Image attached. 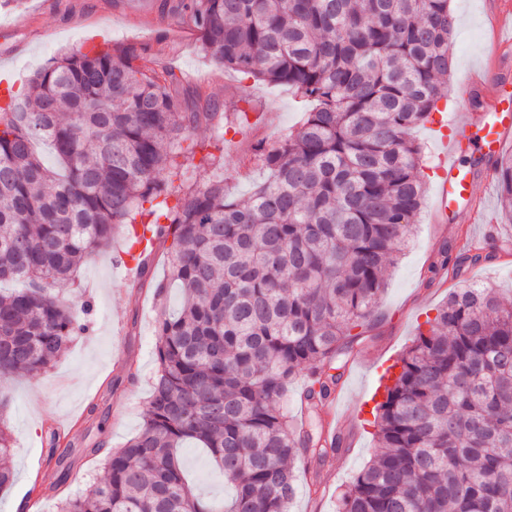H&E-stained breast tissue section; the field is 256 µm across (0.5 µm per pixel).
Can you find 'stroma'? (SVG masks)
I'll use <instances>...</instances> for the list:
<instances>
[{"label": "stroma", "mask_w": 512, "mask_h": 512, "mask_svg": "<svg viewBox=\"0 0 512 512\" xmlns=\"http://www.w3.org/2000/svg\"><path fill=\"white\" fill-rule=\"evenodd\" d=\"M49 10L37 0H25L14 8L0 0V37L22 43V50L0 57V73L6 80L24 85L35 71L63 51L86 50L89 45L125 48L145 68L174 66L192 84L212 95L221 120L192 129L197 157L215 156L224 170V188L241 198L266 173L254 164L251 147L257 141L274 142L296 129L306 104L284 86H270L225 70L200 49L194 31H182V19L160 14L159 0H148L149 14L129 11L130 0H52ZM490 0H453L457 17L452 39L456 66L452 79L488 68L486 47L496 37L489 15ZM246 112L242 133L228 130L226 120ZM463 163L474 179V191L491 211L499 209L497 183H485L487 153L479 148L486 119L475 112ZM512 238V225L504 221L474 224L467 210L448 218L438 217L431 203H424L411 235V247L385 273V290L378 304V318L361 336L350 358L335 400L354 425L340 426L342 450L332 464L321 467L311 458L295 463L297 493L289 512H336V496L371 460L375 441L367 423L373 396L379 386L377 365L400 356L424 324L428 314L466 283H491L512 296V250L501 248ZM491 248L488 263L467 268L459 276L431 281L428 268L441 246L451 255L465 251L471 242ZM124 236H117L106 253L83 259L77 267V287L65 288L74 303L90 299L93 305L89 329L76 336L50 371L39 379L17 377L0 389L6 401L0 419L12 431L15 480L0 491V512H57L49 489L58 477L49 459L48 431L64 428L62 447L68 448L70 478L63 487L66 497L86 493L106 473L110 450L121 447L144 423L146 401L156 371L155 321L161 309L175 311L178 289L167 286L163 298L153 290L134 292L125 284L119 254ZM182 466L196 493L206 500L231 497L232 487L213 465L206 449L194 444L179 451ZM317 473L320 494L309 490L308 476Z\"/></svg>", "instance_id": "1"}]
</instances>
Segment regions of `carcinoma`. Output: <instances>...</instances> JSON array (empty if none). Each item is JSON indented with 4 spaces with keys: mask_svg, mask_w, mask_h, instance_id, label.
<instances>
[{
    "mask_svg": "<svg viewBox=\"0 0 512 512\" xmlns=\"http://www.w3.org/2000/svg\"><path fill=\"white\" fill-rule=\"evenodd\" d=\"M449 0H180L200 48L224 69L284 85L310 107L300 128L258 143L268 172L242 199L224 175L187 177L194 126L186 75L143 70L121 49L64 53L0 107V383L39 378L84 332L88 300L60 296L79 261L122 225L152 232L182 292L157 319V369L141 430L107 476L58 512H288L294 463L341 451L340 434L275 406L299 372L318 414L420 212L426 181L414 127L445 97L456 19ZM46 144L59 168L47 167ZM512 219V154L490 162ZM492 259L480 245L453 270ZM418 330L374 407L372 460L336 512H512V298L468 285ZM208 449L231 498L204 501L179 448ZM12 433L0 421V491Z\"/></svg>",
    "mask_w": 512,
    "mask_h": 512,
    "instance_id": "cac0c4a2",
    "label": "carcinoma"
}]
</instances>
